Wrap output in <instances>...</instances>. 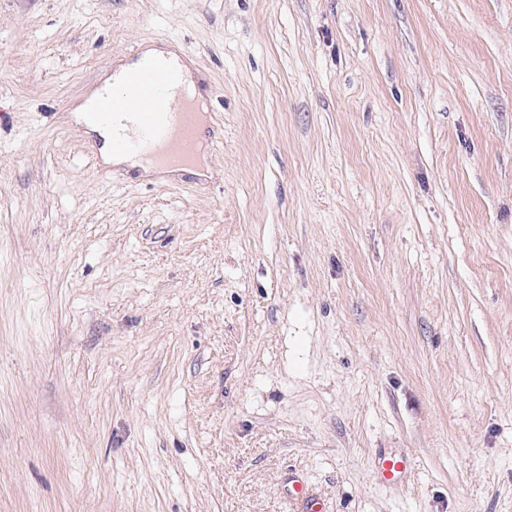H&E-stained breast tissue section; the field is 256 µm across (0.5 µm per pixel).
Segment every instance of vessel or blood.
<instances>
[{"label":"vessel or blood","instance_id":"1","mask_svg":"<svg viewBox=\"0 0 512 512\" xmlns=\"http://www.w3.org/2000/svg\"><path fill=\"white\" fill-rule=\"evenodd\" d=\"M97 118L112 127L113 151L163 167L191 162L205 148L182 74L166 58L145 61L128 72L121 87L99 101ZM407 466L402 454H379L376 463L386 483L398 481Z\"/></svg>","mask_w":512,"mask_h":512}]
</instances>
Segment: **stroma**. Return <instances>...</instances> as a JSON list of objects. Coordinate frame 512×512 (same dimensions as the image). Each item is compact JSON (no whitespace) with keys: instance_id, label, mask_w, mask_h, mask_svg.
<instances>
[{"instance_id":"35a3bbf8","label":"stroma","mask_w":512,"mask_h":512,"mask_svg":"<svg viewBox=\"0 0 512 512\" xmlns=\"http://www.w3.org/2000/svg\"><path fill=\"white\" fill-rule=\"evenodd\" d=\"M171 43L223 121L201 181L74 119ZM298 481L512 512V0H0V512ZM408 466V457L402 454L380 453L376 467L380 479L385 483L398 481L405 473Z\"/></svg>"}]
</instances>
